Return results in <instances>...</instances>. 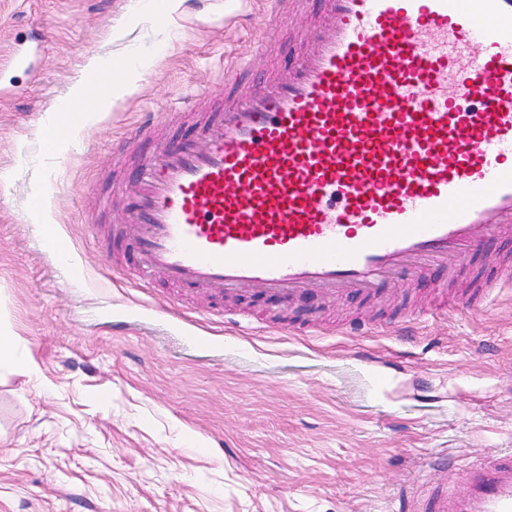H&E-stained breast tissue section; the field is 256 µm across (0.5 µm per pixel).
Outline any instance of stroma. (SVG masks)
Listing matches in <instances>:
<instances>
[{
    "mask_svg": "<svg viewBox=\"0 0 512 512\" xmlns=\"http://www.w3.org/2000/svg\"><path fill=\"white\" fill-rule=\"evenodd\" d=\"M274 11L182 0L159 22L151 0H0V331L15 341L0 512H412L512 449V285L438 314L402 280L299 314L122 273L138 227L113 182L196 132L212 107L200 90L226 64L287 66L298 46L268 49ZM94 55L147 68L52 147L46 128ZM181 90L194 111L174 113Z\"/></svg>",
    "mask_w": 512,
    "mask_h": 512,
    "instance_id": "1",
    "label": "stroma"
}]
</instances>
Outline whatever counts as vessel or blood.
Listing matches in <instances>:
<instances>
[{
	"label": "vessel or blood",
	"instance_id": "b4317fda",
	"mask_svg": "<svg viewBox=\"0 0 512 512\" xmlns=\"http://www.w3.org/2000/svg\"><path fill=\"white\" fill-rule=\"evenodd\" d=\"M307 49L241 92L242 57L197 135L143 163L125 212L144 279L230 294L371 296L430 265L448 282L512 231V0H312ZM512 265L472 280L474 303ZM421 512H512V451Z\"/></svg>",
	"mask_w": 512,
	"mask_h": 512
}]
</instances>
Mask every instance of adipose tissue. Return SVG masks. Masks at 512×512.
Returning a JSON list of instances; mask_svg holds the SVG:
<instances>
[{"instance_id":"obj_1","label":"adipose tissue","mask_w":512,"mask_h":512,"mask_svg":"<svg viewBox=\"0 0 512 512\" xmlns=\"http://www.w3.org/2000/svg\"><path fill=\"white\" fill-rule=\"evenodd\" d=\"M86 68L91 73L90 79L80 81L75 86L67 113L57 117L51 125L54 142H61L75 126L91 120L101 111L103 103L94 97L98 85H109L112 96L116 97L134 87L142 76L138 67L124 65L120 68V79H113L111 65L103 63L101 58L95 56L88 59Z\"/></svg>"}]
</instances>
